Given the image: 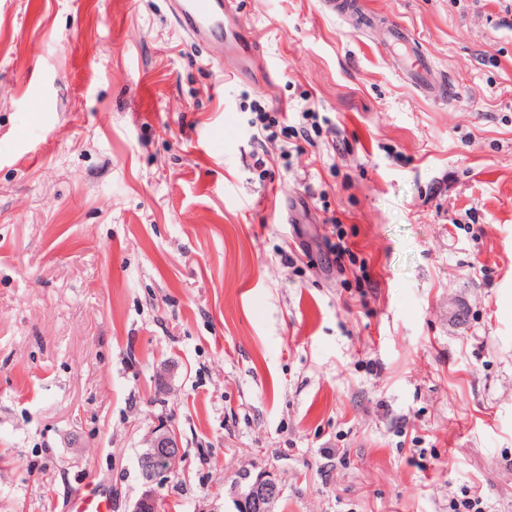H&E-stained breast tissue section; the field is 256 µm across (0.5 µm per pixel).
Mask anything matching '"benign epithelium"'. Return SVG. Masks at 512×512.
<instances>
[{
    "label": "benign epithelium",
    "mask_w": 512,
    "mask_h": 512,
    "mask_svg": "<svg viewBox=\"0 0 512 512\" xmlns=\"http://www.w3.org/2000/svg\"><path fill=\"white\" fill-rule=\"evenodd\" d=\"M180 456L181 442L177 434L165 426L156 428L138 458V472L145 491L135 512H141L156 501L155 486L167 480ZM232 492L244 512H270L271 503L282 494V486L272 474L260 472L235 483Z\"/></svg>",
    "instance_id": "obj_1"
}]
</instances>
